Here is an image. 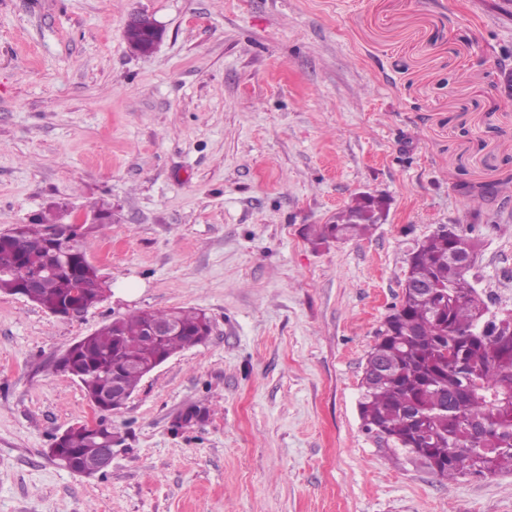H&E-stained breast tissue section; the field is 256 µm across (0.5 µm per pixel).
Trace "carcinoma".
Returning a JSON list of instances; mask_svg holds the SVG:
<instances>
[{"label":"carcinoma","instance_id":"1","mask_svg":"<svg viewBox=\"0 0 512 512\" xmlns=\"http://www.w3.org/2000/svg\"><path fill=\"white\" fill-rule=\"evenodd\" d=\"M382 200L358 197L336 214V223L313 230L317 241L359 236L380 223ZM57 217L23 225L5 239L0 263L12 277H0V292L42 273L47 254L30 246ZM472 238L455 226L440 228L408 252L402 298L375 336L361 379L358 403L361 428L390 457L426 468L441 481L472 475L490 478L512 471V312L499 316L466 287L470 269L450 256L473 253ZM74 274L46 279L34 303L51 313L80 288L89 305L106 283L100 270L84 265L81 241L69 244ZM175 318L180 335L157 347L144 345L147 319ZM210 321L197 309L142 311L103 325L77 342L72 368L90 401L112 405V365L150 363L201 342ZM62 447L74 467L98 455L100 447L82 427L69 429Z\"/></svg>","mask_w":512,"mask_h":512}]
</instances>
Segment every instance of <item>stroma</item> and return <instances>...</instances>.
<instances>
[{
  "mask_svg": "<svg viewBox=\"0 0 512 512\" xmlns=\"http://www.w3.org/2000/svg\"><path fill=\"white\" fill-rule=\"evenodd\" d=\"M362 195L380 224L312 242ZM62 203L111 205L84 250L112 294L78 321L0 294V512H512V472L396 464L357 409L413 240L473 226L512 309V0H0V232ZM176 307L211 334L110 414L111 467L50 459L93 413L56 358Z\"/></svg>",
  "mask_w": 512,
  "mask_h": 512,
  "instance_id": "stroma-1",
  "label": "stroma"
}]
</instances>
